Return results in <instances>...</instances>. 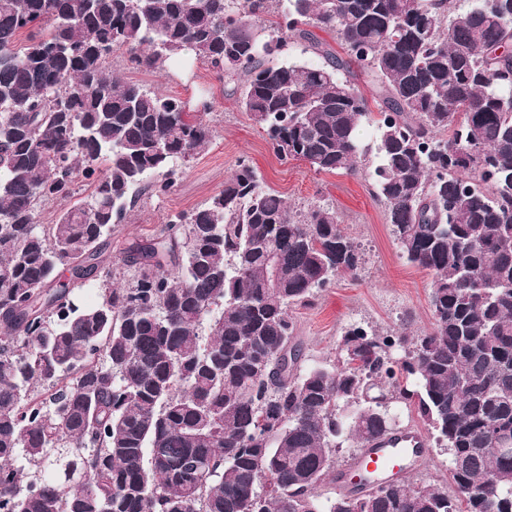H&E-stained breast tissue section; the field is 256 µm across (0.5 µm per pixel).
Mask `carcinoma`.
<instances>
[{
	"mask_svg": "<svg viewBox=\"0 0 512 512\" xmlns=\"http://www.w3.org/2000/svg\"><path fill=\"white\" fill-rule=\"evenodd\" d=\"M459 2L0 0V512H512V0ZM117 53L194 56L279 158L371 181L431 275L432 327H353L305 365L291 310L363 251L244 159L131 243L114 285L112 225L170 190L212 110L118 80ZM389 404L450 449L455 494L406 480L324 504L338 449L395 429Z\"/></svg>",
	"mask_w": 512,
	"mask_h": 512,
	"instance_id": "1",
	"label": "carcinoma"
}]
</instances>
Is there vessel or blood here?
<instances>
[{"label": "vessel or blood", "mask_w": 512, "mask_h": 512, "mask_svg": "<svg viewBox=\"0 0 512 512\" xmlns=\"http://www.w3.org/2000/svg\"><path fill=\"white\" fill-rule=\"evenodd\" d=\"M426 463V441L415 427L383 435L367 448L351 457L338 476L342 489L359 490V474L371 472L377 482L395 483L407 472L423 468Z\"/></svg>", "instance_id": "b4317fda"}]
</instances>
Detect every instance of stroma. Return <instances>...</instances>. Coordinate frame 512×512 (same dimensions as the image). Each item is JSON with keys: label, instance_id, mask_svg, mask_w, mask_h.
<instances>
[{"label": "stroma", "instance_id": "obj_1", "mask_svg": "<svg viewBox=\"0 0 512 512\" xmlns=\"http://www.w3.org/2000/svg\"><path fill=\"white\" fill-rule=\"evenodd\" d=\"M112 70L123 80L155 93L192 104L206 99L213 106L206 117L213 130L207 150L183 166L168 193L143 196L128 223L115 225L108 257L112 269H120L122 252L130 243L159 234L169 214L192 211L222 190L239 159L244 158L266 185L289 200L333 205L344 231L356 237L365 250L366 262L358 277H337L313 306L294 310L297 336L309 361L320 362L334 355L342 335L354 326L385 333L430 328V277L401 257L391 226L366 179L319 172L301 160L280 161L266 133L198 61H170L159 72L129 68L124 58L117 57Z\"/></svg>", "mask_w": 512, "mask_h": 512}]
</instances>
